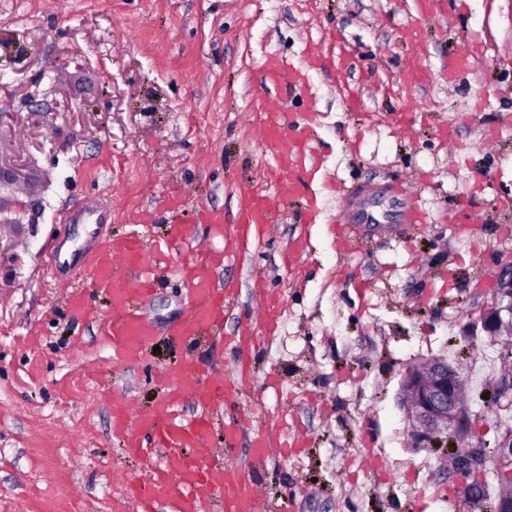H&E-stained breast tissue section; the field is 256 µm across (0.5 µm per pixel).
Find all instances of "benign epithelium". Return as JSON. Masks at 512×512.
Masks as SVG:
<instances>
[{
  "instance_id": "7a95c632",
  "label": "benign epithelium",
  "mask_w": 512,
  "mask_h": 512,
  "mask_svg": "<svg viewBox=\"0 0 512 512\" xmlns=\"http://www.w3.org/2000/svg\"><path fill=\"white\" fill-rule=\"evenodd\" d=\"M27 204L14 199L10 216H0V260L11 248L10 230L26 213ZM497 293L494 304L484 308L478 317L482 332L501 340L500 357L512 363V341L502 338L503 330L512 325V264H504L496 272ZM461 374L458 368L441 359H430L421 368L409 369L402 380L404 404L412 433L420 442L432 447L450 446L454 456L451 470L461 483L471 508L487 502L484 481L480 479L488 463H493L497 484H512V426H500L493 457H487L485 443L473 441L470 419L459 396ZM496 408L512 410V374L501 373L492 386Z\"/></svg>"
}]
</instances>
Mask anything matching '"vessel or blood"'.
Wrapping results in <instances>:
<instances>
[{"label": "vessel or blood", "mask_w": 512, "mask_h": 512, "mask_svg": "<svg viewBox=\"0 0 512 512\" xmlns=\"http://www.w3.org/2000/svg\"><path fill=\"white\" fill-rule=\"evenodd\" d=\"M265 85L302 89L306 76L297 68H288L270 60L263 72ZM261 139L274 159L270 179L281 191L305 197L311 218L323 211L318 191L309 178L308 163L317 135L315 115L288 112L278 97L268 98L260 123ZM241 207L236 215L241 228H254L265 234L273 224V209L266 195L251 188L241 190ZM84 270L95 288L110 293L113 316L108 326L113 357L119 362L135 359L152 334L148 318L138 309L141 298L153 291L162 272L154 261V249L140 235L131 236L120 246L100 245L84 260ZM182 270L190 299L183 320L171 334L176 342H185L222 328L226 294L201 263H188ZM170 393L155 411L132 416L122 400L112 403L113 431L124 439L130 451L147 464L146 480H128L127 495L138 502L140 512H156L165 503L171 512H200L204 497L219 495L224 512H258L259 498L255 484L241 468L219 463L202 455L211 435L212 411L230 399L240 388L239 381L218 383L208 380L190 362L184 361L167 372ZM191 399L196 411L183 417L179 407ZM289 436L277 429L256 430L249 456L261 462L272 454L288 456Z\"/></svg>", "instance_id": "vessel-or-blood-1"}]
</instances>
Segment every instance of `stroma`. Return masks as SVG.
I'll list each match as a JSON object with an SVG mask.
<instances>
[{"label": "stroma", "mask_w": 512, "mask_h": 512, "mask_svg": "<svg viewBox=\"0 0 512 512\" xmlns=\"http://www.w3.org/2000/svg\"><path fill=\"white\" fill-rule=\"evenodd\" d=\"M467 45L483 58L449 68ZM273 58L308 75L280 98L317 115L335 184L325 224L262 181L273 159L254 125ZM0 155L24 168L0 208L16 193L27 202L19 261L0 265V512H137L114 474L147 473L112 434L113 396L154 410L163 371L186 356L235 379L229 339L266 293L287 312L274 335L254 331L250 380L214 411L210 455L223 458L233 418L284 422L303 449L250 467L261 512H448L431 488L455 489L450 459L418 445L401 382L425 359L458 364L472 435L494 443L501 416L481 396L480 363L500 345L472 325L512 262V0H0ZM394 183L427 223L402 222ZM251 187L276 213L260 239L231 221ZM343 192L381 226L360 225L340 252ZM176 197L223 211L222 230L193 224L190 244L173 239ZM82 202L106 210L100 238L65 222ZM136 224L169 241L158 267L192 245L212 252L227 304L221 334L176 344L167 330L187 312L185 288L162 278L144 303L156 334L122 364L102 330L110 295L91 294L101 320L74 312L81 270L48 255L121 244ZM463 224L481 227L472 245L456 240Z\"/></svg>", "instance_id": "obj_1"}]
</instances>
